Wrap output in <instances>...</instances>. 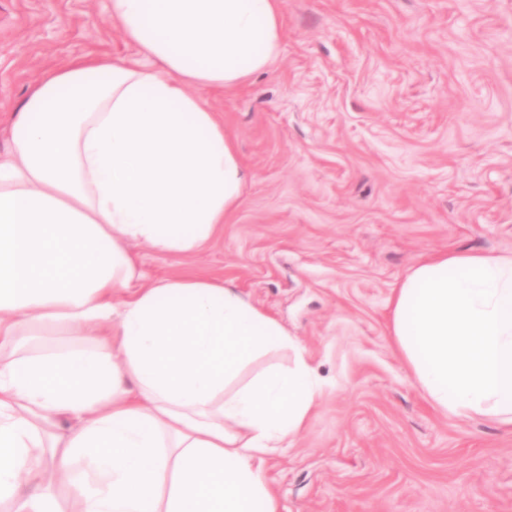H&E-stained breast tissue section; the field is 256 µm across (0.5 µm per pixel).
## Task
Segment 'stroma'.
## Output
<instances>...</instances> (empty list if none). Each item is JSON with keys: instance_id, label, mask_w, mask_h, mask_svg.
Returning <instances> with one entry per match:
<instances>
[{"instance_id": "35a3bbf8", "label": "stroma", "mask_w": 512, "mask_h": 512, "mask_svg": "<svg viewBox=\"0 0 512 512\" xmlns=\"http://www.w3.org/2000/svg\"><path fill=\"white\" fill-rule=\"evenodd\" d=\"M283 49L193 88L254 177L197 252L130 249L146 281L232 282L324 382L264 477L281 512H512V427L433 408L388 333L439 252L512 256V0H283ZM135 59L104 0H0V152L61 61Z\"/></svg>"}]
</instances>
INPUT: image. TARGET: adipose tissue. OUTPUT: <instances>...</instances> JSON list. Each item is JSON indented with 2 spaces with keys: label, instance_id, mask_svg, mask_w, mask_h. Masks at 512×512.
I'll return each mask as SVG.
<instances>
[{
  "label": "adipose tissue",
  "instance_id": "1",
  "mask_svg": "<svg viewBox=\"0 0 512 512\" xmlns=\"http://www.w3.org/2000/svg\"><path fill=\"white\" fill-rule=\"evenodd\" d=\"M107 16L140 59L60 64L0 153V506L60 512V485L69 512H280L263 467L321 382L233 284H143L129 246L194 253L240 207L252 173L191 89L269 69L282 0H108ZM388 328L435 408L512 427V257L420 262Z\"/></svg>",
  "mask_w": 512,
  "mask_h": 512
}]
</instances>
